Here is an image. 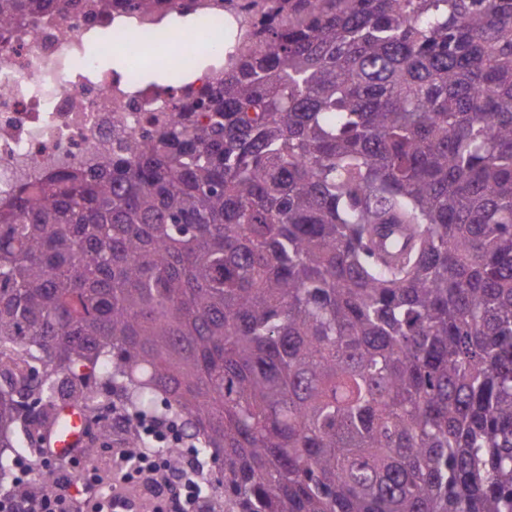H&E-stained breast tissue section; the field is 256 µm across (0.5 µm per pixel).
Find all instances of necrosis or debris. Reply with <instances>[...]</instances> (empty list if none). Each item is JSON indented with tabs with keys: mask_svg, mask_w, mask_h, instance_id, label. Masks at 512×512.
<instances>
[{
	"mask_svg": "<svg viewBox=\"0 0 512 512\" xmlns=\"http://www.w3.org/2000/svg\"><path fill=\"white\" fill-rule=\"evenodd\" d=\"M231 25L236 42L246 41L251 20L225 11L222 0L152 14L70 0L0 34V204L50 173L119 151L182 104L206 99L224 74ZM196 26L211 33L201 54L184 42ZM153 43L173 50L176 76L161 85L135 79L126 64L133 49Z\"/></svg>",
	"mask_w": 512,
	"mask_h": 512,
	"instance_id": "4bbe7bcc",
	"label": "necrosis or debris"
}]
</instances>
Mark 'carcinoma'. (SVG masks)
I'll return each mask as SVG.
<instances>
[{"mask_svg":"<svg viewBox=\"0 0 512 512\" xmlns=\"http://www.w3.org/2000/svg\"><path fill=\"white\" fill-rule=\"evenodd\" d=\"M241 6L208 99L0 207V495L77 402L224 512H512V0Z\"/></svg>","mask_w":512,"mask_h":512,"instance_id":"carcinoma-1","label":"carcinoma"}]
</instances>
